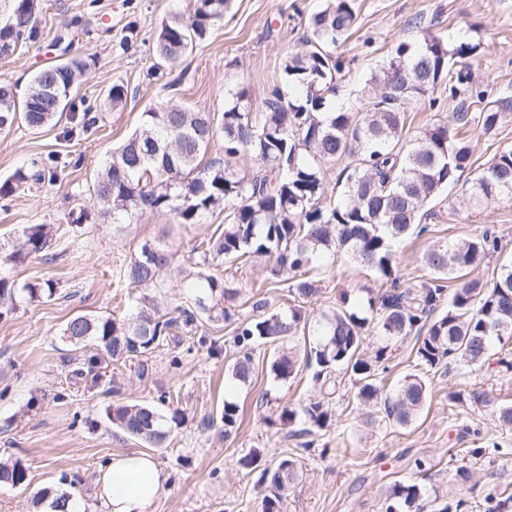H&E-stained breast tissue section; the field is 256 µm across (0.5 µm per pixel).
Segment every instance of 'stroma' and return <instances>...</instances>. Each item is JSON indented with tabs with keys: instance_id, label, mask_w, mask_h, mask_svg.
I'll use <instances>...</instances> for the list:
<instances>
[{
	"instance_id": "obj_1",
	"label": "stroma",
	"mask_w": 512,
	"mask_h": 512,
	"mask_svg": "<svg viewBox=\"0 0 512 512\" xmlns=\"http://www.w3.org/2000/svg\"><path fill=\"white\" fill-rule=\"evenodd\" d=\"M190 0H41L36 15L39 38L0 60V84L26 91L33 75L60 55L84 58L88 70L72 95L76 115L92 113L95 127L63 138L62 127L33 130L24 125L0 131V178L28 160L57 157L54 183L36 185L0 200V243L31 224L53 228L51 259L31 258L19 266V281L53 280V298L22 304L0 320V459L21 461L28 489L0 487V512H49L35 505L41 489L72 493L78 512H105L96 494L100 465L114 455L141 451L138 442L116 432L105 410L116 402L154 404L170 393L171 408L181 420L172 424L161 448L151 449L165 478L148 512H262L263 490L247 474L241 458L253 451L263 461L298 459L300 468L290 485L282 512H384L394 482L424 486L451 499H463V512H487V487L512 493V427L503 426L496 410L512 404V370L504 362L512 351L494 345L485 362H462L425 372L427 403L407 426L384 419L379 407L359 404L357 384L343 378L337 395L327 399L330 420L313 433L315 444L302 449L284 436L279 422L283 407L323 398L307 369L281 380L270 372L273 350L256 346L250 382L231 381L234 356L232 322L206 323L200 331L183 333L180 347L161 342L146 356L147 378H138L131 362L103 363L90 374L72 379L73 345L63 341L67 321L77 314L118 316L131 303L154 295L151 287H128L119 267L147 240L172 244L178 264L189 261L193 244L211 234L223 215L211 223L180 225L165 213H147L125 232L91 217L82 231L68 222L70 211L91 209L90 189L105 159L134 130L141 112L164 101L196 112L222 113L230 88H248L254 111L281 83L280 64L288 48L302 36L311 13L324 0H232L207 40L175 64L152 66L154 35L173 12H185ZM357 25L339 49L346 70L339 100L352 101L379 62L401 42H417L422 30L448 43L481 45L471 68L465 101L446 99L440 108L423 102L408 106L409 135L434 122L452 120L458 104L481 111L491 100L512 96V0H355ZM128 49H120L122 40ZM119 83L128 90L123 109L109 108L106 91ZM461 138L472 157L460 184L449 186L429 202L430 230L409 237L395 248V269L402 287L417 289L427 280L426 252L443 241L476 235L488 224L502 235L503 256L512 255V199L472 208L463 183L494 155L512 147V116L492 135L470 126ZM264 258L251 256L219 266L227 288L237 295L229 305L236 317L251 314V305L267 300L270 309L287 310L292 299L286 286L267 278ZM316 277L322 291L305 304L306 329L290 339L304 350L315 341L324 314L340 307L365 304L383 285L371 272L346 258L320 261ZM415 339L389 340L369 333L362 355L374 360L385 351L388 370L380 377L393 389L415 372ZM180 364H173V356ZM236 401L242 416L236 433L220 436L209 420L225 398ZM482 455H474L477 447ZM424 469H417L416 461Z\"/></svg>"
}]
</instances>
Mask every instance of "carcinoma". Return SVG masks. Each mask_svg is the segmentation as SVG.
Wrapping results in <instances>:
<instances>
[{"label": "carcinoma", "mask_w": 512, "mask_h": 512, "mask_svg": "<svg viewBox=\"0 0 512 512\" xmlns=\"http://www.w3.org/2000/svg\"><path fill=\"white\" fill-rule=\"evenodd\" d=\"M229 8L230 0H192L188 13L162 22L154 39V67L186 56L224 20ZM37 9L38 0H14L12 15L0 25V57L37 39ZM356 20L354 0H326L309 18L301 48L282 58L284 87L270 91L262 111H252L242 86L228 91L219 115L160 103L142 112L138 127L113 148L92 186V205L114 229L134 223L146 212L169 214L178 224H206L222 212L224 228L196 241L189 268L178 270L186 288L183 300L172 305L145 296L123 318H71L62 335L74 346L90 343L95 350L77 363L72 376H81L84 368L106 359L137 358L169 336L178 346L181 339L173 331L196 330L204 318L231 320L224 298L235 291L224 287V277L215 270L248 254L267 258L269 279L277 283L339 253L374 273L387 290L368 298V317L345 307L324 317L320 341L301 356L286 342L304 321L303 304L320 288L311 277L290 281L288 293L297 304L288 312L272 311L259 302L252 315L236 323V356L229 372L237 382H248L254 373L253 345L270 344L279 347L270 364L275 377L286 380L304 364L313 370L315 385L332 396L340 389L337 372L344 369L359 383L357 399L376 401L384 418L407 426L426 403L427 385L410 374L395 390H381L377 378L387 372V366H379L383 353L376 355L375 364L361 354L369 323L391 339L416 336V358L429 369L454 358L478 364L492 341L503 346L512 342V262L500 265L490 282L470 277L472 269L499 252L496 227L486 226L476 236L429 250L425 264L431 277L415 291L399 289L394 269L395 244L429 231L423 223L426 203L456 182L471 158L470 146L456 138L446 121L407 138V107L418 101L438 106L436 93L443 87L450 96H460L458 84L465 75L453 68H471L479 45L451 46L432 33L414 44L401 42L371 73L359 106L337 105L333 98L344 62L336 48L350 36ZM86 70L85 60L68 57L39 70L21 98L12 87L0 86V129L17 121L30 128L61 121ZM106 101L113 109L124 107L127 90L112 85ZM511 112L512 98H498L480 112L455 113V122L491 133ZM216 141L222 142L224 157L202 164ZM241 158L251 160L250 169L237 167ZM341 162L342 195L332 201L327 198L325 167ZM57 164L52 157L31 159L0 181V199L53 182ZM465 192L477 207L511 199L512 149L496 153ZM52 241L47 225L31 224L10 247H0V317L22 303L55 295L57 288L50 280L21 283L14 275L27 259L49 255ZM174 255L167 242L147 240L120 274L135 287L164 288ZM449 280L457 281L451 292L445 285ZM105 415L117 432L151 448L162 447L168 424L178 420L176 410L168 416L153 405L124 402L107 407ZM300 415L309 424L304 434L329 421L328 407L321 400L285 407L279 420L290 426ZM239 418L238 403L224 400V436L238 429ZM296 470L297 461L291 457L259 471L263 512H281ZM25 483L26 469L19 461H0L1 486L21 488ZM423 495L420 485L398 481L388 492L385 512H419ZM485 500L488 512H505L512 494L504 498L494 486ZM72 506L67 491L54 494L49 504L50 512H72Z\"/></svg>", "instance_id": "cac0c4a2"}]
</instances>
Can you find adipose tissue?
I'll use <instances>...</instances> for the list:
<instances>
[{
    "label": "adipose tissue",
    "instance_id": "ef3b65f1",
    "mask_svg": "<svg viewBox=\"0 0 512 512\" xmlns=\"http://www.w3.org/2000/svg\"><path fill=\"white\" fill-rule=\"evenodd\" d=\"M99 473V496L106 512H148L164 483L155 461L143 453L113 456Z\"/></svg>",
    "mask_w": 512,
    "mask_h": 512
}]
</instances>
